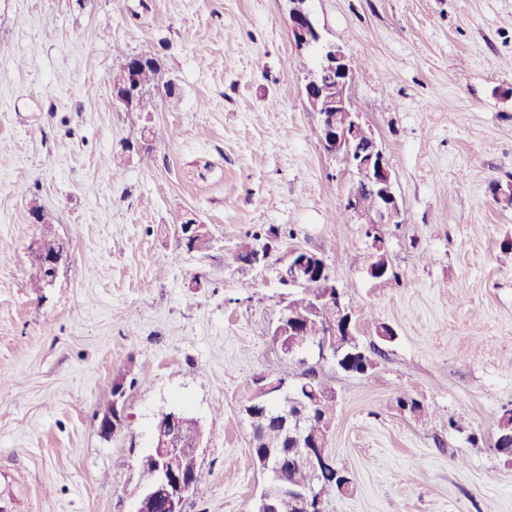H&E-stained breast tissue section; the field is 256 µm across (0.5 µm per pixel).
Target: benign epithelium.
Listing matches in <instances>:
<instances>
[{"instance_id":"benign-epithelium-1","label":"benign epithelium","mask_w":512,"mask_h":512,"mask_svg":"<svg viewBox=\"0 0 512 512\" xmlns=\"http://www.w3.org/2000/svg\"><path fill=\"white\" fill-rule=\"evenodd\" d=\"M288 11L290 36L295 46L301 50L317 51L314 68L305 77V93L310 111H318L321 101H327V111L322 113L323 126L321 146L325 153L335 156L343 150H351L358 141L360 131L366 122L352 100L353 86L352 69L349 64L350 55L345 47L326 39L316 24L309 9L301 0H285ZM140 68L135 66L127 73L125 86L114 85L112 88L113 105L117 111H122L132 103V97L127 90L132 86L142 84L139 75ZM343 112L347 122L336 124V113ZM354 179L344 199V209L358 223L367 225L366 233L371 240L374 260L380 259V254L387 252L386 241L379 232L382 224L402 223L401 207L397 199L392 168L381 143L373 137L361 144L356 151V159L352 164ZM372 190L378 202L371 210L358 205L360 195ZM179 239L181 244L198 243L199 240L210 236L208 227L194 218H188L180 224ZM68 256V243L59 239L57 248L52 252L43 251L39 241H34L31 247V264L35 276L44 281L45 286L54 284L62 265ZM328 266L325 260L305 251L296 250L292 259L282 273V281L291 286L306 287L312 283V277H317L319 289L312 294L316 301L326 306L336 308V324L326 330L321 339L312 341L308 349L318 351L321 357H329V352L336 348V336L340 333L352 335L351 315L347 307L336 296V284L331 275L326 273ZM300 315L285 307L274 325L276 336L288 335V320H296ZM126 392L122 388L115 389L112 410L96 415L99 435L109 440L112 438V421L115 414L125 409ZM308 406H303L298 414H288V407L276 409L274 421L277 425L275 435L284 437L288 418L297 420L298 427H304L308 421ZM185 412L170 410L160 415L152 431V443L149 453L158 459L155 469L141 472V481L135 490V506L132 512H183L184 503L196 490L197 484L191 474L180 464L168 458V449L181 445L178 432L181 416ZM288 459V449L270 448L267 452L263 473L271 480L278 479L281 468ZM295 503L300 512H323L320 498L315 496V490L309 489L295 496Z\"/></svg>"}]
</instances>
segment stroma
<instances>
[{
	"instance_id": "obj_1",
	"label": "stroma",
	"mask_w": 512,
	"mask_h": 512,
	"mask_svg": "<svg viewBox=\"0 0 512 512\" xmlns=\"http://www.w3.org/2000/svg\"><path fill=\"white\" fill-rule=\"evenodd\" d=\"M360 77L354 104L392 166L402 221L370 241L333 223L351 184L320 146L305 59L284 0H0V512H130L155 418L205 427L209 474L185 512H253L267 477L242 409L274 364L335 371L272 339L297 291L293 251L322 256L374 375L336 373L329 446L353 491L326 512H512V462L492 447L512 404V268L498 260L512 208V0H307ZM155 54L180 90L153 114L151 160L111 102L125 57ZM53 212L69 257L35 292L29 207ZM207 224L190 254L175 224ZM268 246L263 264L235 261ZM393 341L380 343L379 324ZM126 390L124 429L98 404ZM409 394L427 420L400 411ZM465 430H449V417ZM477 442H470L469 434ZM113 388L114 385L112 387L111 397L114 395ZM125 396L126 392L124 388H116L113 400L111 398L99 404L98 410H103L110 409L113 403V408L111 411H108L104 414L99 413L96 415L98 433L105 440L111 439L112 435L116 433H112V421H115V414H118L120 410H125Z\"/></svg>"
}]
</instances>
